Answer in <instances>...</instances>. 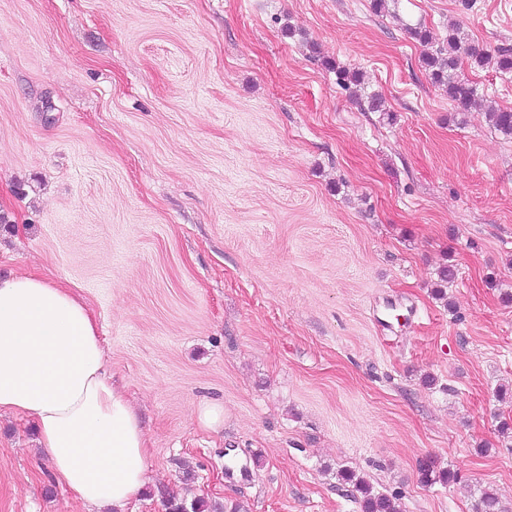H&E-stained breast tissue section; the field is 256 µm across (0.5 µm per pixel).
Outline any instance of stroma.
Instances as JSON below:
<instances>
[{
    "label": "stroma",
    "mask_w": 512,
    "mask_h": 512,
    "mask_svg": "<svg viewBox=\"0 0 512 512\" xmlns=\"http://www.w3.org/2000/svg\"><path fill=\"white\" fill-rule=\"evenodd\" d=\"M452 20L512 47V0H0V274L100 326L152 449L126 512H361L343 469L512 508V73L464 59L457 111L410 33ZM0 512H95L5 412Z\"/></svg>",
    "instance_id": "stroma-1"
}]
</instances>
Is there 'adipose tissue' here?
I'll use <instances>...</instances> for the list:
<instances>
[{"instance_id":"ef3b65f1","label":"adipose tissue","mask_w":512,"mask_h":512,"mask_svg":"<svg viewBox=\"0 0 512 512\" xmlns=\"http://www.w3.org/2000/svg\"><path fill=\"white\" fill-rule=\"evenodd\" d=\"M0 411L35 423L55 479L97 512H125L142 491L148 440L72 288L39 275L0 277Z\"/></svg>"}]
</instances>
